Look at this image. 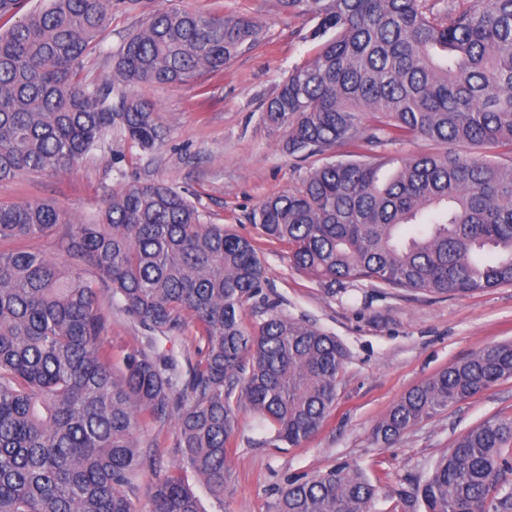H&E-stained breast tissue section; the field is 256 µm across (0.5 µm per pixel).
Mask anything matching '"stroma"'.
I'll return each instance as SVG.
<instances>
[{
	"label": "stroma",
	"mask_w": 512,
	"mask_h": 512,
	"mask_svg": "<svg viewBox=\"0 0 512 512\" xmlns=\"http://www.w3.org/2000/svg\"><path fill=\"white\" fill-rule=\"evenodd\" d=\"M200 13L247 16L262 40L223 71L185 85H141L135 93L153 103L167 130L165 141L144 152L120 135L107 139L72 171L58 176L20 174L0 182V202H54L68 217L90 216L112 189L134 180L159 181L186 196L204 224H221L251 237L266 268L262 297L243 307L245 325L261 319L263 298L278 300L288 317L335 336L346 349L336 403L322 428L298 447L274 446L239 413L230 456L237 480L215 499L197 479L189 484L204 512H273L287 481L334 467L365 472L379 483L372 512H424L412 487L470 427L512 418V379L448 407L388 445L371 439L373 425L406 392L481 348L512 342V285L470 294L435 295L383 288L366 281L328 286L291 267L286 245L268 241L251 218L269 196L300 186L325 157L286 153L262 119V106L296 65L311 59L314 23L286 14L280 0H143L132 10L113 0L112 19L81 73L101 82L112 70L128 33L161 5Z\"/></svg>",
	"instance_id": "stroma-1"
}]
</instances>
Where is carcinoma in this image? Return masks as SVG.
Here are the masks:
<instances>
[{
	"instance_id": "1",
	"label": "carcinoma",
	"mask_w": 512,
	"mask_h": 512,
	"mask_svg": "<svg viewBox=\"0 0 512 512\" xmlns=\"http://www.w3.org/2000/svg\"><path fill=\"white\" fill-rule=\"evenodd\" d=\"M316 21V55L288 72L263 109L288 154L353 146L374 155L327 161L267 198L261 233L291 265L325 283L464 294L512 284V0H281ZM112 0H48L0 31V180L66 173L116 131L142 151L166 138L155 107L130 92L187 84L253 49L249 17L165 6L149 12L99 84L80 79ZM411 138L439 146L393 163ZM456 147L472 153L462 155ZM67 225L61 264L30 246ZM0 512H135L154 472L151 512H203L184 472L216 498L231 478L229 444L247 407L275 444L315 435L336 401L345 350L318 328L268 310L242 320L265 266L250 239L203 224L159 182L112 190L71 223L52 203H0ZM143 331L115 369L104 341L112 310ZM197 326L196 360L158 350ZM512 378V343L488 345L402 396L373 427L389 444L448 405ZM175 423L178 466L143 451L150 423ZM378 486L349 467L278 489L275 512H371ZM424 512L512 509V419L463 433L413 488Z\"/></svg>"
}]
</instances>
